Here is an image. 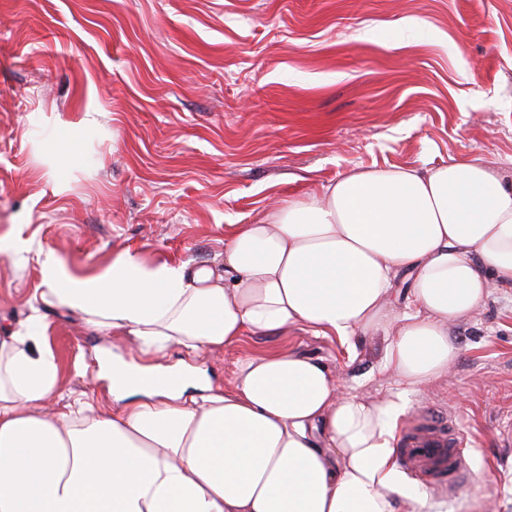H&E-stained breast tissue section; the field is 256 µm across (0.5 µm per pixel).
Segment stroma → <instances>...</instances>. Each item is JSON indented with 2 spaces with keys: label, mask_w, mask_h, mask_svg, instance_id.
<instances>
[{
  "label": "stroma",
  "mask_w": 512,
  "mask_h": 512,
  "mask_svg": "<svg viewBox=\"0 0 512 512\" xmlns=\"http://www.w3.org/2000/svg\"><path fill=\"white\" fill-rule=\"evenodd\" d=\"M481 159L512 182V0H0V239L89 271L122 249L222 262L233 225L357 169ZM41 290L36 255L0 273V328ZM448 376L409 395L468 443L453 491L407 479L436 512H512L497 428L512 419V288L454 326ZM63 394L104 400L112 339L45 314ZM388 332L347 344L248 336L191 363L294 350L367 402L404 392Z\"/></svg>",
  "instance_id": "1"
}]
</instances>
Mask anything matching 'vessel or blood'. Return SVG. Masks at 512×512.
Segmentation results:
<instances>
[{
	"mask_svg": "<svg viewBox=\"0 0 512 512\" xmlns=\"http://www.w3.org/2000/svg\"><path fill=\"white\" fill-rule=\"evenodd\" d=\"M398 455L409 474L435 485L455 487L468 472L465 442L459 432L432 415L411 420Z\"/></svg>",
	"mask_w": 512,
	"mask_h": 512,
	"instance_id": "b4317fda",
	"label": "vessel or blood"
}]
</instances>
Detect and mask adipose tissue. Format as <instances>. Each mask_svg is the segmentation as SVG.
<instances>
[{
    "label": "adipose tissue",
    "mask_w": 512,
    "mask_h": 512,
    "mask_svg": "<svg viewBox=\"0 0 512 512\" xmlns=\"http://www.w3.org/2000/svg\"><path fill=\"white\" fill-rule=\"evenodd\" d=\"M11 250L36 253L42 290L0 335V512H431L394 461L406 398L365 402L291 351L246 356L224 389L157 359L173 346L198 356L246 336L347 342L383 327L387 365L427 386L458 355L449 324L512 287V182L480 160L353 171L235 225L220 266L127 249L75 272L28 242ZM48 309L133 342L150 374L104 356L97 376L115 407L81 396L43 411L62 385Z\"/></svg>",
    "instance_id": "obj_1"
}]
</instances>
